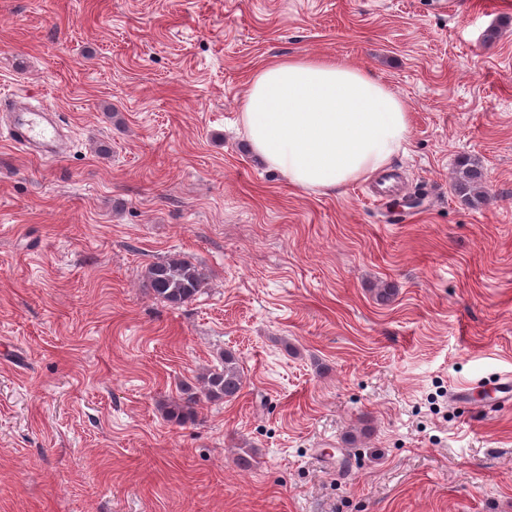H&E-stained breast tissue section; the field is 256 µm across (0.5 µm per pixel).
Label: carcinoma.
I'll list each match as a JSON object with an SVG mask.
<instances>
[{
  "label": "carcinoma",
  "mask_w": 512,
  "mask_h": 512,
  "mask_svg": "<svg viewBox=\"0 0 512 512\" xmlns=\"http://www.w3.org/2000/svg\"><path fill=\"white\" fill-rule=\"evenodd\" d=\"M483 171L476 162H461L454 178V190L463 195L476 192L478 200H484L480 191ZM206 274L181 257H170L146 267L142 286L154 297L170 306H180L192 301L206 285ZM200 391L185 389L184 397L168 403L165 417L178 425L194 418L195 406L201 399L230 401L239 396L244 387V371L239 359L230 351L220 354V365L207 370L199 377Z\"/></svg>",
  "instance_id": "1"
}]
</instances>
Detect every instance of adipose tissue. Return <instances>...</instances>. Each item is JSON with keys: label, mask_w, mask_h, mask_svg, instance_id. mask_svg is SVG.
Instances as JSON below:
<instances>
[{"label": "adipose tissue", "mask_w": 512, "mask_h": 512, "mask_svg": "<svg viewBox=\"0 0 512 512\" xmlns=\"http://www.w3.org/2000/svg\"><path fill=\"white\" fill-rule=\"evenodd\" d=\"M241 122L265 166L318 193L384 169L411 128L407 105L388 86L343 61L311 56L257 67Z\"/></svg>", "instance_id": "1"}]
</instances>
